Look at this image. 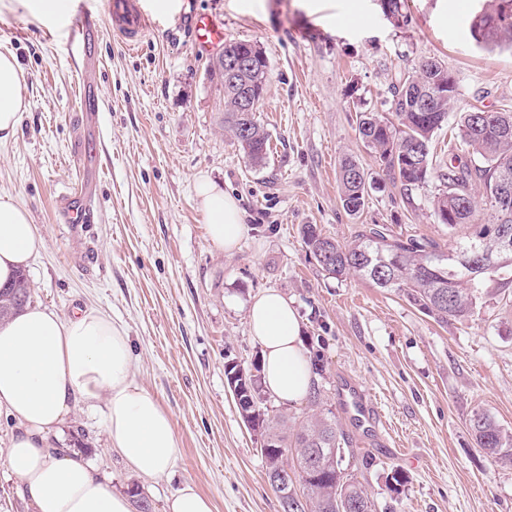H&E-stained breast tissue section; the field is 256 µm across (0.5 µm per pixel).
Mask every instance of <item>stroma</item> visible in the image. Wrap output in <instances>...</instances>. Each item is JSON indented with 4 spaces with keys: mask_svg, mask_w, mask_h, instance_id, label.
<instances>
[{
    "mask_svg": "<svg viewBox=\"0 0 512 512\" xmlns=\"http://www.w3.org/2000/svg\"><path fill=\"white\" fill-rule=\"evenodd\" d=\"M100 20L93 49L100 110L79 105V75L65 50L63 23L0 0V52L25 81L15 135L0 143V193L24 205L46 244L27 269L32 302L70 316L95 308L121 324L136 379L171 415L180 440L173 475L145 481L107 450L104 402H76L59 447L82 451L108 485L138 489L163 512L182 482L194 483L214 512H281L260 438L239 415L227 386L229 360L261 356L250 299L275 288L303 322L308 355L320 356L319 406L268 399L303 419L335 415L349 440L344 460L379 512H512V467L478 448L469 418L481 410L512 429V271L487 275L464 321L438 323L405 297L356 277L322 271L300 228L314 224L341 242L369 228L447 251L469 233L448 230L432 211L448 161L451 127L478 107L512 112V50L484 49L470 36L485 0H405L394 25L378 0H194L224 23L228 42L259 45L269 61L267 95L256 114L270 136L265 164L252 165L221 123L224 92L207 74L218 48L202 50L176 29L175 11L137 0L157 26L126 50L108 22V0H86ZM442 61L457 99L431 149L433 176L403 191H371L348 214L338 169L352 156L381 180L377 155L356 132L357 113L389 114L391 87L424 59ZM100 129L102 173L87 221H58V192H79L75 144L87 121ZM209 177L239 203L248 228L230 253L206 234L194 185ZM376 398L374 430L357 425L341 399L343 380ZM16 424L0 414V512H34L6 458ZM407 482L387 487L392 469Z\"/></svg>",
    "mask_w": 512,
    "mask_h": 512,
    "instance_id": "obj_1",
    "label": "stroma"
}]
</instances>
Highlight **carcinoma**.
<instances>
[{"label": "carcinoma", "instance_id": "cac0c4a2", "mask_svg": "<svg viewBox=\"0 0 512 512\" xmlns=\"http://www.w3.org/2000/svg\"><path fill=\"white\" fill-rule=\"evenodd\" d=\"M470 35L479 46L512 49V0H487V7L472 20ZM240 54L250 56L249 65L230 78L225 68ZM268 72L262 49L245 41L224 46V65L209 69V76L224 86V127L254 165L265 163L270 139L254 112L244 111V102L249 94L256 103L263 101ZM391 94L392 117L361 112L357 132L378 154L388 179L409 191L432 173L433 137L448 122L457 86L445 65L428 58L392 85ZM456 140L470 160L464 162L456 155L447 170L440 171L447 189L433 201L434 215L451 231L472 223L476 201L471 186L477 184L491 210L489 223L476 225L472 236L456 241L446 255L437 253L435 245L428 249L412 239L393 237L383 228H371L341 243L324 235L317 225L305 224L303 243L322 270L333 278L356 275L378 288L397 292L440 323L471 317L484 275L512 270V253L502 256L498 243L501 230L512 234V210H501L496 196L501 183L512 185V112H485L477 107L462 112L456 123ZM338 182L343 209L351 215L363 211L372 189L364 169L346 157L339 167ZM473 242L482 245L481 257L476 265L467 266L463 259ZM29 298L31 284L21 273L14 283L0 288V319L22 311ZM224 373L244 422L259 433L267 479L285 469L292 472L287 485L274 484L272 488L296 498V512H376L357 477L343 467L348 439L336 420L314 413L290 432L287 416L270 413L259 363L244 365L230 360ZM469 428L489 456L512 465V430L483 412L473 413Z\"/></svg>", "mask_w": 512, "mask_h": 512}]
</instances>
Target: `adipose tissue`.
<instances>
[{"label":"adipose tissue","mask_w":512,"mask_h":512,"mask_svg":"<svg viewBox=\"0 0 512 512\" xmlns=\"http://www.w3.org/2000/svg\"><path fill=\"white\" fill-rule=\"evenodd\" d=\"M22 109V73L15 57L0 53V142L14 136ZM196 191L211 242L224 252L240 247L247 227L236 200L204 178ZM44 246L27 209L0 193V285ZM247 315L261 346L264 390L282 403L307 398L313 374L293 303L267 289L251 299ZM79 399L105 402L109 449L130 471L145 479L172 472L179 439L168 412L137 382L122 326L100 310L64 318L39 304L0 322V411L18 425L6 464L36 512H131L128 496L107 488L81 452L53 446Z\"/></svg>","instance_id":"adipose-tissue-1"}]
</instances>
